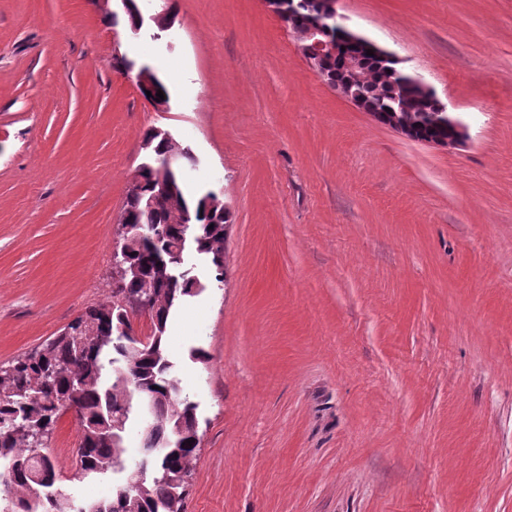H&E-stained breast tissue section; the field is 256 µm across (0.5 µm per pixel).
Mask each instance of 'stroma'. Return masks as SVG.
<instances>
[{"label": "stroma", "instance_id": "stroma-1", "mask_svg": "<svg viewBox=\"0 0 512 512\" xmlns=\"http://www.w3.org/2000/svg\"><path fill=\"white\" fill-rule=\"evenodd\" d=\"M0 0V364L109 299L159 127L231 213L168 323L197 403L185 512H512V0H337L466 127L408 139L331 89L263 0ZM167 13L170 25L154 18ZM167 86V111L121 59ZM200 347L206 364L192 362ZM76 417L48 454L76 502Z\"/></svg>", "mask_w": 512, "mask_h": 512}]
</instances>
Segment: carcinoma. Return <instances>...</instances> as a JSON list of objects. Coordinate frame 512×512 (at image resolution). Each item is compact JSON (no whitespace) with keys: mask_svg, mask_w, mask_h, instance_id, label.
<instances>
[{"mask_svg":"<svg viewBox=\"0 0 512 512\" xmlns=\"http://www.w3.org/2000/svg\"><path fill=\"white\" fill-rule=\"evenodd\" d=\"M297 19L306 22L316 0H280ZM365 68L379 78L356 85L353 92L381 111L384 121L403 127L415 140H454L459 119L437 111L435 94L423 95L409 81L410 72L395 54L369 57ZM396 73L395 85L383 81ZM141 198L127 200L121 218L139 233L128 245L138 276L123 279L119 292L88 308L68 326L31 351L0 365V461L8 465L6 494L0 512H184L192 462L199 442L196 405L183 392L167 350V325L174 308L198 293L191 274L175 285L156 270V258L168 257L182 237L193 239L194 250L207 256L217 275H224L225 243L230 212L208 213L205 197L186 198L179 206L193 223L180 224L165 207L150 208L147 200L159 189L160 173L146 170ZM150 300L151 333L146 341L118 335V326L138 315L135 302ZM152 410L155 430L142 435L147 452L141 469L127 470L123 434L138 420L142 398ZM78 409L80 425L73 476L80 479L123 472L112 497L78 504L61 487L54 462L44 453L60 417L70 406Z\"/></svg>","mask_w":512,"mask_h":512,"instance_id":"1","label":"carcinoma"}]
</instances>
